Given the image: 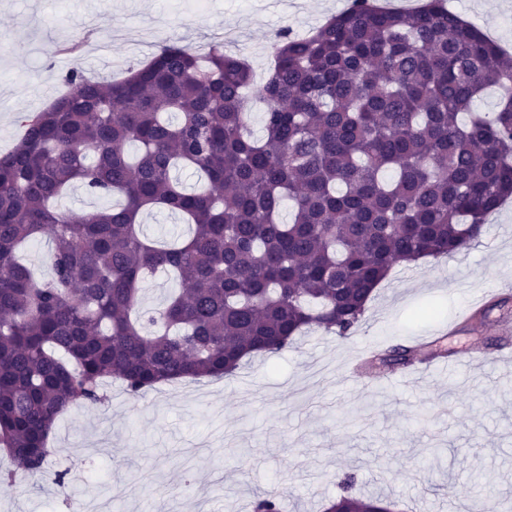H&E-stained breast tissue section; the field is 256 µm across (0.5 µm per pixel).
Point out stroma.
Wrapping results in <instances>:
<instances>
[{"instance_id": "35a3bbf8", "label": "stroma", "mask_w": 512, "mask_h": 512, "mask_svg": "<svg viewBox=\"0 0 512 512\" xmlns=\"http://www.w3.org/2000/svg\"><path fill=\"white\" fill-rule=\"evenodd\" d=\"M349 0H0V154L20 118L44 110L74 68L117 81L162 40L204 50L224 32L263 81L275 33L318 27ZM512 47V0H450ZM512 323V200L466 252L399 265L354 334L311 332L223 379L160 384L140 396L107 383L104 402L59 417L41 475L0 485V512H69L63 488L111 499L112 512H253L269 486L283 512H324L347 477L398 512H481L493 493L512 512V364L494 363ZM440 341L480 369L392 386L345 385L362 348ZM457 491L447 494V482Z\"/></svg>"}]
</instances>
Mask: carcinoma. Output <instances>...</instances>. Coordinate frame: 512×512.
Segmentation results:
<instances>
[{
    "instance_id": "obj_1",
    "label": "carcinoma",
    "mask_w": 512,
    "mask_h": 512,
    "mask_svg": "<svg viewBox=\"0 0 512 512\" xmlns=\"http://www.w3.org/2000/svg\"><path fill=\"white\" fill-rule=\"evenodd\" d=\"M65 80L69 93L23 115L0 155L10 480L43 472L56 420L101 403L107 379L138 395L230 376L312 328L350 336L395 266L468 250L512 197V60L448 0L411 13L351 0L305 36L286 27L258 86L220 40L204 53L164 41L119 82L79 69ZM488 88L497 106L478 111ZM248 91L266 104L260 138ZM76 185L122 202L74 212L60 200ZM154 208L183 217L189 236L157 246L141 223ZM41 237L46 280L20 256ZM159 270L180 288L141 312ZM382 503L346 492L326 512ZM255 512H281V496L262 494Z\"/></svg>"
}]
</instances>
